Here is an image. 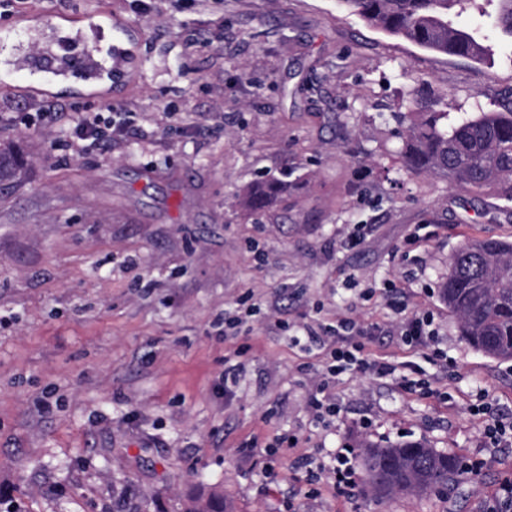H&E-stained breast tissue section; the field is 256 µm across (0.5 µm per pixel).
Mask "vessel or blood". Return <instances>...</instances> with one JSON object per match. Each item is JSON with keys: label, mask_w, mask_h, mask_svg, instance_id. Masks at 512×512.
<instances>
[{"label": "vessel or blood", "mask_w": 512, "mask_h": 512, "mask_svg": "<svg viewBox=\"0 0 512 512\" xmlns=\"http://www.w3.org/2000/svg\"><path fill=\"white\" fill-rule=\"evenodd\" d=\"M138 29L101 11L93 17L65 16L53 23L32 20L27 39L0 59V69L24 72L33 97L66 87L88 100L108 103L116 85L130 78L131 47Z\"/></svg>", "instance_id": "vessel-or-blood-1"}]
</instances>
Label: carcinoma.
Returning <instances> with one entry per match:
<instances>
[{
	"label": "carcinoma",
	"mask_w": 512,
	"mask_h": 512,
	"mask_svg": "<svg viewBox=\"0 0 512 512\" xmlns=\"http://www.w3.org/2000/svg\"><path fill=\"white\" fill-rule=\"evenodd\" d=\"M489 13L477 0H342L368 26L390 36L448 56L481 61L492 47L480 40V29L456 26L466 5L493 19L496 29L512 39V0ZM400 151L410 176L436 174L459 190H491L512 200V101L481 110L456 124L448 123V102L441 95L417 100ZM21 161L0 152V181L15 174ZM288 194L278 177L255 181L242 199L253 214L267 212ZM442 298L458 319L462 336L473 349L499 360H512V242L472 239L454 252ZM367 482L381 496L426 494L449 486L463 474L460 460L440 453L424 441L368 442L362 445ZM180 512H226L218 490H191Z\"/></svg>",
	"instance_id": "1"
}]
</instances>
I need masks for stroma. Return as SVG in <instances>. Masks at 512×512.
<instances>
[{"label": "stroma", "instance_id": "35a3bbf8", "mask_svg": "<svg viewBox=\"0 0 512 512\" xmlns=\"http://www.w3.org/2000/svg\"><path fill=\"white\" fill-rule=\"evenodd\" d=\"M102 10L141 33L108 153L63 141L88 100L0 89V144L26 161L0 186V512H178L198 482L231 512H484L512 478V439L483 435L512 418V361L466 343L441 285L468 240L512 241V201L406 175L396 115L430 90L454 121L512 97V48L488 26L485 62L436 54L340 0H0V34ZM263 175L288 178L271 217L241 207ZM415 312L438 349L398 336ZM342 317L395 376L327 375L306 331ZM405 439L480 471L376 497L360 446ZM342 451L346 493L325 474Z\"/></svg>", "mask_w": 512, "mask_h": 512}]
</instances>
